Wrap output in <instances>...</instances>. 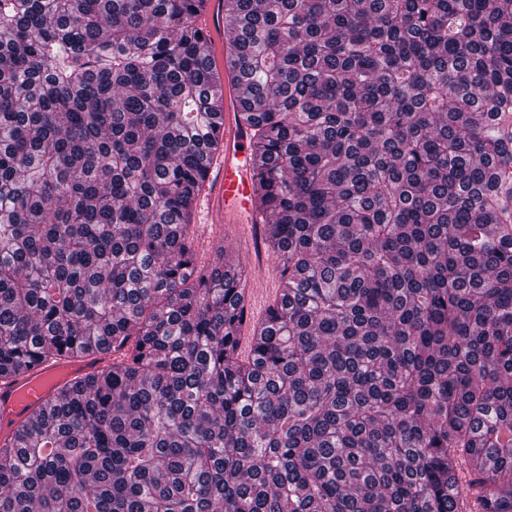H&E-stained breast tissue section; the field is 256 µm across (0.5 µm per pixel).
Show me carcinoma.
I'll use <instances>...</instances> for the list:
<instances>
[{
	"label": "carcinoma",
	"instance_id": "1",
	"mask_svg": "<svg viewBox=\"0 0 512 512\" xmlns=\"http://www.w3.org/2000/svg\"><path fill=\"white\" fill-rule=\"evenodd\" d=\"M206 0H0V379L116 354L0 512H512V0H224L283 282L200 264Z\"/></svg>",
	"mask_w": 512,
	"mask_h": 512
}]
</instances>
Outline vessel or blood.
Masks as SVG:
<instances>
[{
    "label": "vessel or blood",
    "mask_w": 512,
    "mask_h": 512,
    "mask_svg": "<svg viewBox=\"0 0 512 512\" xmlns=\"http://www.w3.org/2000/svg\"><path fill=\"white\" fill-rule=\"evenodd\" d=\"M224 151L220 162H206V221L198 225L200 242L210 239L209 228L216 224L236 228L261 225L265 215L255 202L253 173L256 164L251 128L234 110L232 99L224 101L222 120ZM106 356L60 359L0 382V441H9L31 412L61 386L102 369Z\"/></svg>",
    "instance_id": "vessel-or-blood-1"
}]
</instances>
